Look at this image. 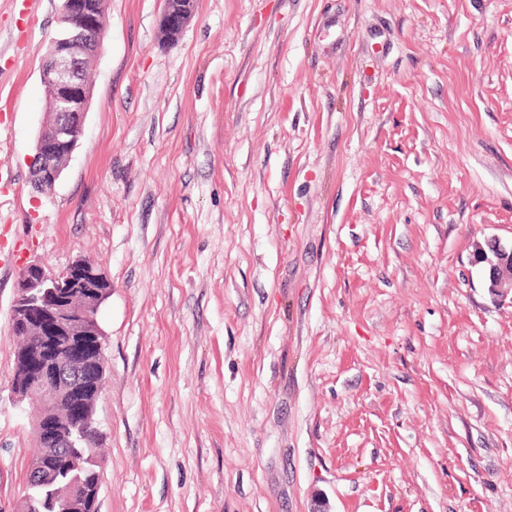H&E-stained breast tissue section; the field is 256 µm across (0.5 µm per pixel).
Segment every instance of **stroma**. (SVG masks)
Listing matches in <instances>:
<instances>
[{"label": "stroma", "instance_id": "35a3bbf8", "mask_svg": "<svg viewBox=\"0 0 512 512\" xmlns=\"http://www.w3.org/2000/svg\"><path fill=\"white\" fill-rule=\"evenodd\" d=\"M109 0L84 134L29 160L61 0H0V512L23 265L110 281L99 512H512V0ZM163 7L159 19L161 38L167 43H175L191 20L196 9V0H162ZM474 263L480 265L493 301L512 304V241L503 242L496 236L485 238L475 246Z\"/></svg>", "mask_w": 512, "mask_h": 512}]
</instances>
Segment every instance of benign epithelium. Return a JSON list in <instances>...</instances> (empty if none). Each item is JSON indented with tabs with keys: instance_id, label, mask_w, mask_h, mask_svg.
<instances>
[{
	"instance_id": "obj_1",
	"label": "benign epithelium",
	"mask_w": 512,
	"mask_h": 512,
	"mask_svg": "<svg viewBox=\"0 0 512 512\" xmlns=\"http://www.w3.org/2000/svg\"><path fill=\"white\" fill-rule=\"evenodd\" d=\"M159 19L161 38L176 42L191 20L196 0H162ZM108 0H62L59 32L40 69L46 112L30 165V181L42 194L50 193L69 163L84 134V119L93 88L83 70L103 49L99 13ZM474 263L479 265L485 287L496 303L512 304V242L496 236L476 244ZM108 280L91 260H78L60 272L31 262L20 271L12 304V323L23 322L32 336L42 339L35 353L22 352L27 365L24 384H14L22 401L35 403L37 447L53 448L59 442L55 425L61 401L71 402L74 387L65 379L60 364L83 362L80 349L87 339L103 346L97 311L108 295Z\"/></svg>"
}]
</instances>
